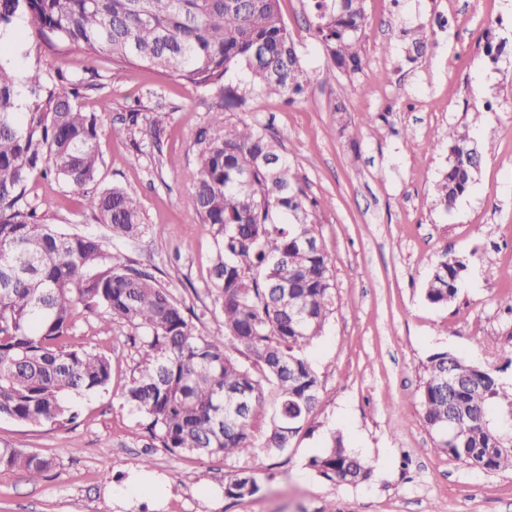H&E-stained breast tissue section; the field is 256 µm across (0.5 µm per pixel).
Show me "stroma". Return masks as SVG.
<instances>
[{"label": "stroma", "mask_w": 512, "mask_h": 512, "mask_svg": "<svg viewBox=\"0 0 512 512\" xmlns=\"http://www.w3.org/2000/svg\"><path fill=\"white\" fill-rule=\"evenodd\" d=\"M288 30L312 83L308 98L285 104L269 97L231 120L267 124L309 196L329 199L317 213L330 259L335 306L309 352L319 399L288 451L246 459L178 455L154 448L121 392L138 358L131 328L106 312L81 313L76 342L111 356L107 390L73 396L80 417L65 427L0 417V448L53 458L37 483L0 472V512H512V472L471 469L449 458L420 416L424 364L447 350L495 370L512 385V0H365L363 66L355 76L323 82L330 62L305 22V0H281ZM424 27L429 48L410 59L399 33ZM506 42L497 62L486 40ZM15 45L18 74L41 67L85 75L84 51ZM97 89L79 98L83 111L120 123L132 107L169 114L161 149L135 151L102 134L96 182L76 189L34 174L27 197L47 223L65 232L105 235L84 197L120 185L142 205V237L112 248L121 262L153 271L185 306L206 310L199 334L217 333L222 315L205 289L215 253L199 230L192 185L197 130L209 119L214 93L146 68L98 67ZM343 101L344 115L334 110ZM346 118L350 134L337 133ZM468 130L483 163L472 189L445 212L434 203L448 134ZM466 256L470 269L454 300L434 306L424 287L445 255ZM492 338L481 348L479 340ZM371 469L354 485L327 480L309 465L333 431ZM149 468L163 483L159 500L130 503L121 491L133 471ZM241 469L259 490L232 499L222 489Z\"/></svg>", "instance_id": "35a3bbf8"}]
</instances>
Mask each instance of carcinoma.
I'll use <instances>...</instances> for the list:
<instances>
[{"instance_id": "carcinoma-1", "label": "carcinoma", "mask_w": 512, "mask_h": 512, "mask_svg": "<svg viewBox=\"0 0 512 512\" xmlns=\"http://www.w3.org/2000/svg\"><path fill=\"white\" fill-rule=\"evenodd\" d=\"M315 38L331 61L323 81L362 69L364 0H308ZM27 18L22 38L55 36L116 67L156 69L197 88H219L216 110L197 134L193 205L212 236L215 258L206 286L222 311L224 329L196 333V313L146 268L126 265L109 243L146 230L139 198L114 186L85 196L109 235L64 233L23 204L36 172L54 173L82 188L99 174L102 116L76 106L80 79L56 83L36 69L19 81L0 44V417L38 426L75 422L71 397L106 388L111 357L72 341L78 308L103 309L129 326L138 346L124 404L159 448L174 454L250 458L288 449L319 395V378L306 356L335 305L330 259L319 240L317 211L266 125L232 121L224 109L276 95L292 103L311 82L285 25L280 0H0V39ZM415 57L428 43L423 28L402 30ZM242 70L248 87L227 82ZM28 97L17 111L20 86ZM137 151L157 147L166 114L129 113L122 129ZM482 153L465 133L448 141L436 203L450 211L467 194ZM469 260L447 256L424 294L436 306L457 295ZM275 397L270 429L253 431L264 414L266 390ZM421 415L440 436L439 448L483 471L512 470V434L493 410L512 417V389L498 376L448 351L424 365ZM53 461L20 448H0V471L28 482ZM324 478L360 483L371 468L332 437L311 460ZM259 490L241 470L224 483L229 498Z\"/></svg>"}]
</instances>
